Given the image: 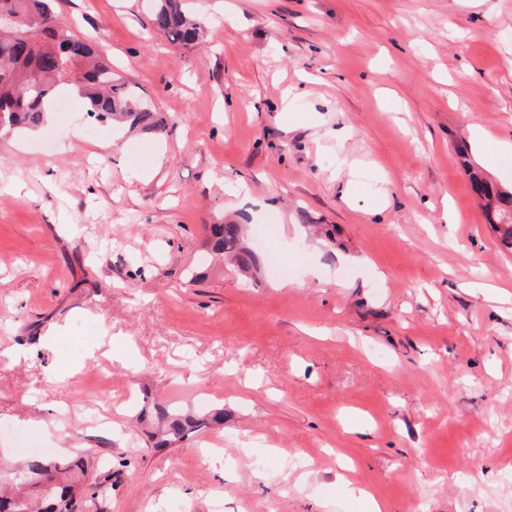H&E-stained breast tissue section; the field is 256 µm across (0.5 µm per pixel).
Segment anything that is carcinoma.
<instances>
[{
	"label": "carcinoma",
	"mask_w": 512,
	"mask_h": 512,
	"mask_svg": "<svg viewBox=\"0 0 512 512\" xmlns=\"http://www.w3.org/2000/svg\"><path fill=\"white\" fill-rule=\"evenodd\" d=\"M51 2L0 0V13L15 17L12 26L0 28V129L42 126L59 88L74 86L93 122L110 126L123 120L162 134L166 123L141 106L126 84L112 78V65L100 46L59 21ZM149 20L175 44H203V22L186 13L184 0H153ZM470 178L484 200L488 224L512 246V188L488 182L475 171ZM207 247L241 273L259 266L241 224L211 225ZM159 419L164 428L156 434L157 448L208 426L204 418L171 414L165 408ZM111 484L112 469L96 468L84 458L52 464L30 456L20 464L0 463V512H100L102 489Z\"/></svg>",
	"instance_id": "cac0c4a2"
}]
</instances>
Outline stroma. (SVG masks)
Masks as SVG:
<instances>
[{
  "label": "stroma",
  "instance_id": "stroma-1",
  "mask_svg": "<svg viewBox=\"0 0 512 512\" xmlns=\"http://www.w3.org/2000/svg\"><path fill=\"white\" fill-rule=\"evenodd\" d=\"M55 0L168 125L81 99L0 137V458L111 465L106 512H512V0ZM290 270L241 276L209 225ZM224 412L167 448L158 407ZM185 0H154L150 13L151 25L172 43L182 46L203 44V22L184 10ZM480 199L484 203L485 218L490 227L499 234L501 241L512 246V188L505 189L496 183L479 177L475 171L470 173Z\"/></svg>",
  "mask_w": 512,
  "mask_h": 512
}]
</instances>
